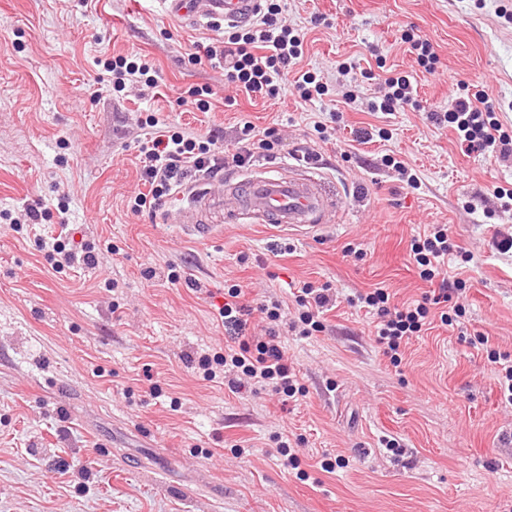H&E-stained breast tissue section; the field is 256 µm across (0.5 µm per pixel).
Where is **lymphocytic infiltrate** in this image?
<instances>
[{
	"label": "lymphocytic infiltrate",
	"mask_w": 512,
	"mask_h": 512,
	"mask_svg": "<svg viewBox=\"0 0 512 512\" xmlns=\"http://www.w3.org/2000/svg\"><path fill=\"white\" fill-rule=\"evenodd\" d=\"M280 12L279 0H265L261 16L250 27L229 32L223 44L204 45L201 53L192 54V63L198 65L205 61L222 69L228 83L249 95L275 98L279 81L302 56L304 43L303 35L279 22ZM103 67L110 73L115 91L134 84L151 88L156 85L155 71L146 60L117 56L105 61ZM431 119L453 128L467 151L503 155L512 152V134L503 130L482 93H458L448 111L432 113ZM142 127L144 133L138 142V152L140 179L145 190L134 198L131 209L136 213L159 206L180 189L189 174L213 175L229 165L243 167L258 152L274 148L273 130L258 132L249 124L243 126L230 152L224 151V135L217 131L203 137L190 130L160 124L152 115L146 117ZM411 250L420 278L437 283V293L402 308L392 306L389 293L382 288L354 297L360 307L375 311L376 341L396 367L402 362L403 343L419 335L431 315H439L446 326L453 325L463 315L461 305L454 303L453 297L464 290V280L451 281L443 276L448 257L454 251L447 225H433L423 237L414 240ZM328 300L324 288L303 284L295 297L300 312L291 325L292 330L304 337L323 331L321 316ZM279 310L276 302L265 310L271 324L266 338L244 339L237 347L225 349L223 354L200 356L198 366L204 378L213 380L218 369L230 367L246 376L251 385L270 390L284 400L302 394L303 388L276 340L274 326L280 317Z\"/></svg>",
	"instance_id": "f902f5d3"
}]
</instances>
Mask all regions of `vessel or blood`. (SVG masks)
<instances>
[{"mask_svg": "<svg viewBox=\"0 0 512 512\" xmlns=\"http://www.w3.org/2000/svg\"><path fill=\"white\" fill-rule=\"evenodd\" d=\"M162 12L172 21L195 27L216 19L243 25L261 10L262 0H157ZM278 163L253 166L238 181L226 182L221 204L227 222L251 219L252 223L274 226L301 238H319L330 229L338 204L323 190V178L308 167L285 176ZM207 183L188 194L180 211L191 218L210 202Z\"/></svg>", "mask_w": 512, "mask_h": 512, "instance_id": "b4317fda", "label": "vessel or blood"}]
</instances>
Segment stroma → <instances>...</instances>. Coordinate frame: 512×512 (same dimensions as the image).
I'll use <instances>...</instances> for the list:
<instances>
[{
	"mask_svg": "<svg viewBox=\"0 0 512 512\" xmlns=\"http://www.w3.org/2000/svg\"><path fill=\"white\" fill-rule=\"evenodd\" d=\"M281 5L280 21L305 35L296 68L323 78V100L302 101L290 79L275 100L251 99L222 69L190 64L196 44L223 40V21L183 27L156 0H0V211L51 212L18 230L0 222V512H512V406L488 358L512 355V253L494 245L512 234L494 193L512 189V156L467 152L429 117L465 84L512 129V0ZM418 39L437 53L434 71L418 66ZM116 55L149 60L156 87L113 93L101 62ZM392 72L412 77L416 106L372 111ZM191 86L211 89L208 111L179 103ZM150 113L203 136L223 130L228 148L244 124L275 129L276 161L315 155L341 191L334 230L304 241L206 213L218 234L194 242L170 221L180 196L131 213ZM371 127L388 139L357 141ZM390 156L416 170L418 188ZM429 224L473 257L448 267L466 281L465 313L410 339L396 367L375 315L347 298L430 294L411 253ZM59 234L97 265L54 269L38 240ZM306 282L329 286L333 304L325 330L301 338L287 323ZM232 285L251 307L248 337L265 333L260 304L283 301L298 401L197 372L201 351L235 340L218 313ZM479 334L487 348L471 345ZM279 433L295 439L308 480L281 467ZM386 436L401 455L381 448ZM326 456L343 467L321 470Z\"/></svg>",
	"mask_w": 512,
	"mask_h": 512,
	"instance_id": "obj_1",
	"label": "stroma"
}]
</instances>
